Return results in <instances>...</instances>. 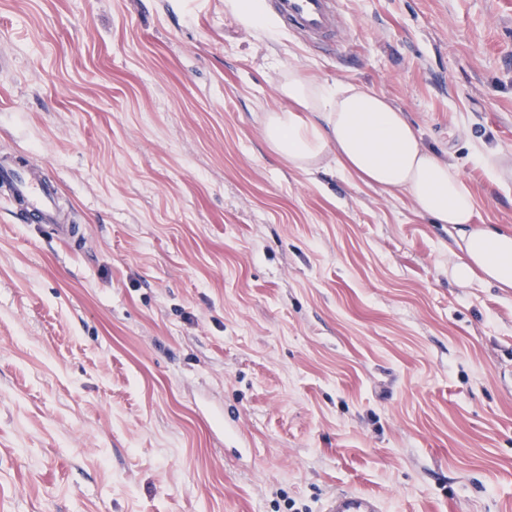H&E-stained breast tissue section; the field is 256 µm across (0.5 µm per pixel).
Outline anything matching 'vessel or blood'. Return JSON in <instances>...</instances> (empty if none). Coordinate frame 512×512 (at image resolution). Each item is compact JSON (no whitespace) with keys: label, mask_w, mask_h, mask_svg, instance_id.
<instances>
[{"label":"vessel or blood","mask_w":512,"mask_h":512,"mask_svg":"<svg viewBox=\"0 0 512 512\" xmlns=\"http://www.w3.org/2000/svg\"><path fill=\"white\" fill-rule=\"evenodd\" d=\"M268 3L290 28L306 34L313 43L324 44L327 52H335L336 34L341 25L335 0H268ZM0 193L17 203L21 216L36 219L60 240H74L72 227L62 223L56 209L54 185L27 179L11 165L1 164ZM321 512H384V507L378 496L339 490L325 499Z\"/></svg>","instance_id":"obj_1"}]
</instances>
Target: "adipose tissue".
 Returning a JSON list of instances; mask_svg holds the SVG:
<instances>
[{
  "instance_id": "ef3b65f1",
  "label": "adipose tissue",
  "mask_w": 512,
  "mask_h": 512,
  "mask_svg": "<svg viewBox=\"0 0 512 512\" xmlns=\"http://www.w3.org/2000/svg\"><path fill=\"white\" fill-rule=\"evenodd\" d=\"M281 93L292 107L265 118L272 152L304 172L333 161L370 189L406 195L435 223L453 226L462 254L449 273L458 285L512 288V234L474 227L473 193L450 161L422 144L405 112L376 91L318 83L293 68Z\"/></svg>"
}]
</instances>
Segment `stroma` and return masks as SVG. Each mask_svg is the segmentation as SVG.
<instances>
[{"label": "stroma", "mask_w": 512, "mask_h": 512, "mask_svg": "<svg viewBox=\"0 0 512 512\" xmlns=\"http://www.w3.org/2000/svg\"><path fill=\"white\" fill-rule=\"evenodd\" d=\"M340 9L328 54L224 0H0V156L82 232L0 202V512H512V290L263 135L289 69L373 89L512 233V0ZM259 0H225V7L235 15L245 27L270 30V23L264 18ZM322 512H384L381 498L358 491L339 490L328 496Z\"/></svg>", "instance_id": "stroma-1"}]
</instances>
